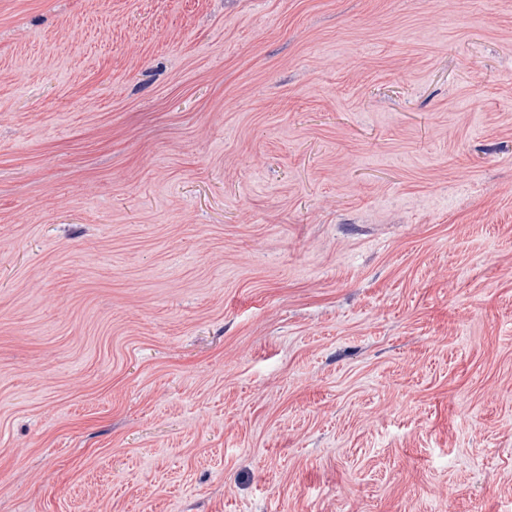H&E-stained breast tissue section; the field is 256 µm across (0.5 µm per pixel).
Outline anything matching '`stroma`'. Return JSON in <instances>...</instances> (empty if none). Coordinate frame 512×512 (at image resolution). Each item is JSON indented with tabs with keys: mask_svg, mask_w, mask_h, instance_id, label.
Returning a JSON list of instances; mask_svg holds the SVG:
<instances>
[{
	"mask_svg": "<svg viewBox=\"0 0 512 512\" xmlns=\"http://www.w3.org/2000/svg\"><path fill=\"white\" fill-rule=\"evenodd\" d=\"M0 512H512V0H0Z\"/></svg>",
	"mask_w": 512,
	"mask_h": 512,
	"instance_id": "1",
	"label": "stroma"
}]
</instances>
